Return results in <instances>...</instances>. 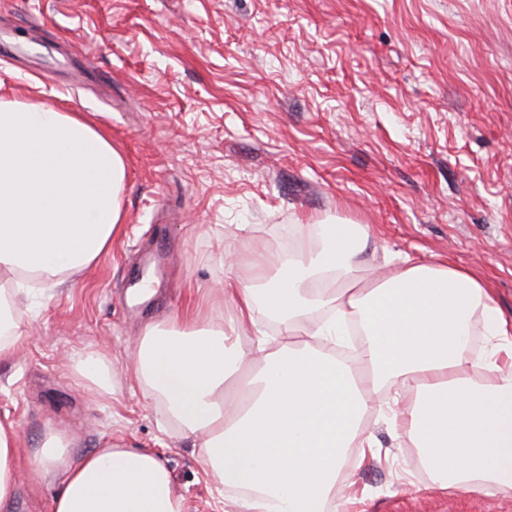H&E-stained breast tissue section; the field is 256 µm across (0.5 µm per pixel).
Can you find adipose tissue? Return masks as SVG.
I'll list each match as a JSON object with an SVG mask.
<instances>
[{
    "label": "adipose tissue",
    "instance_id": "obj_1",
    "mask_svg": "<svg viewBox=\"0 0 512 512\" xmlns=\"http://www.w3.org/2000/svg\"><path fill=\"white\" fill-rule=\"evenodd\" d=\"M124 160L109 139L73 112L0 101V362L24 338L16 310L22 275L50 280L82 270L121 229ZM360 224H303L274 276L255 285L225 277L236 307L228 323L148 328L135 368L144 400L161 403L181 433L200 439L202 463L225 489H241L239 512H334L336 483L377 412L393 437L410 441L439 495L512 493V321L485 282L440 261L404 263L366 282ZM277 324L271 346L257 315ZM482 321L488 354L472 358L468 337ZM357 326L362 349L346 362L321 349ZM250 328L256 347L238 346ZM414 392L412 401L401 396ZM21 436L0 423V512H9ZM37 457L59 480L53 512H187L154 451L124 443L71 459L49 435Z\"/></svg>",
    "mask_w": 512,
    "mask_h": 512
}]
</instances>
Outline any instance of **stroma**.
<instances>
[{"instance_id":"stroma-1","label":"stroma","mask_w":512,"mask_h":512,"mask_svg":"<svg viewBox=\"0 0 512 512\" xmlns=\"http://www.w3.org/2000/svg\"><path fill=\"white\" fill-rule=\"evenodd\" d=\"M0 100L80 112L125 162L122 231L88 268L20 304L27 341L0 363L17 450L12 512H51L36 459L107 441L162 452L188 512L230 495L199 448L142 399L144 330L288 253L298 225L361 224V255L469 268L512 319V0H0ZM101 357L112 392L78 386ZM379 448L344 469L351 512H512V495L431 493L412 443L362 420Z\"/></svg>"}]
</instances>
